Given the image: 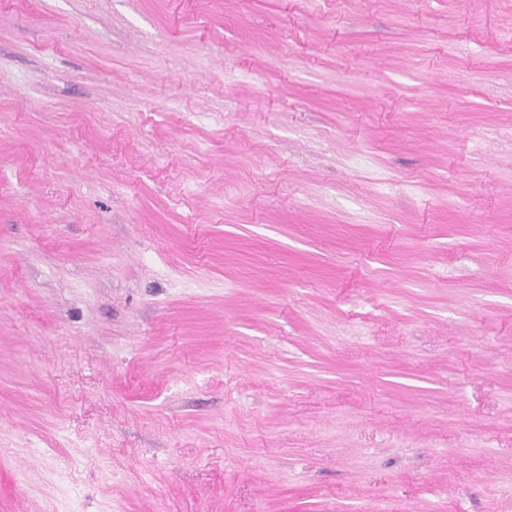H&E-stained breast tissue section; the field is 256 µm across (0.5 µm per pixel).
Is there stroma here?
<instances>
[{
  "label": "stroma",
  "instance_id": "1",
  "mask_svg": "<svg viewBox=\"0 0 512 512\" xmlns=\"http://www.w3.org/2000/svg\"><path fill=\"white\" fill-rule=\"evenodd\" d=\"M0 512H512V0H0Z\"/></svg>",
  "mask_w": 512,
  "mask_h": 512
}]
</instances>
